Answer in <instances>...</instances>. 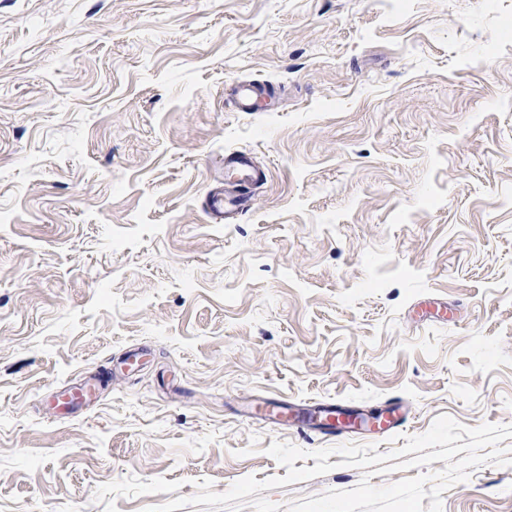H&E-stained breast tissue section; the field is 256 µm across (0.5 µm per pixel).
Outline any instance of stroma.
I'll return each mask as SVG.
<instances>
[{
  "label": "stroma",
  "instance_id": "1",
  "mask_svg": "<svg viewBox=\"0 0 512 512\" xmlns=\"http://www.w3.org/2000/svg\"><path fill=\"white\" fill-rule=\"evenodd\" d=\"M231 153L267 180L211 224ZM263 397L512 424V0H0V512L282 477L275 440L393 447ZM340 460L265 496L419 473ZM442 498L512 512V466ZM264 95L262 87L252 83H242L238 86L234 99L237 112H257L256 100Z\"/></svg>",
  "mask_w": 512,
  "mask_h": 512
}]
</instances>
